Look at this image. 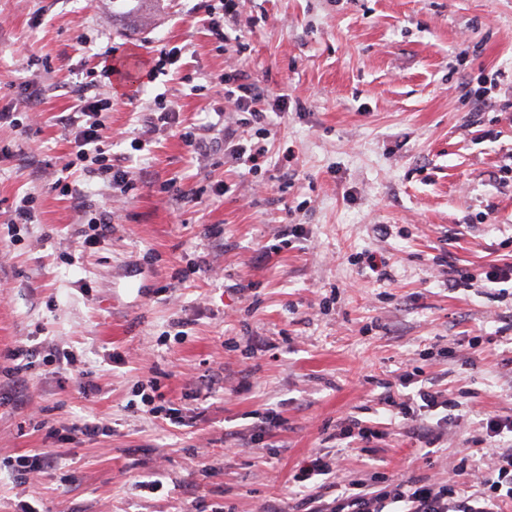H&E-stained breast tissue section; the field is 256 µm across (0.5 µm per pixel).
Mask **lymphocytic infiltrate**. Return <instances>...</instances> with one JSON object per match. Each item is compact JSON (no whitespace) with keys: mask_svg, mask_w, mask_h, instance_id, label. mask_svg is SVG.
Returning <instances> with one entry per match:
<instances>
[{"mask_svg":"<svg viewBox=\"0 0 512 512\" xmlns=\"http://www.w3.org/2000/svg\"><path fill=\"white\" fill-rule=\"evenodd\" d=\"M111 64H104L96 79L80 78V96L68 124L72 130L75 157L69 168H80L85 176L111 182L115 186H129L132 173L108 164L100 142L104 125L101 116L112 108L111 99L99 92L101 79L111 78ZM224 97L232 101L236 110L249 113L253 122L265 120L261 107L263 98L248 83L245 72L223 78ZM488 437L496 439L500 452L494 467L477 479V491L465 494L460 487V476L468 472L466 461H459L444 482L427 478L394 480L379 476L370 484L354 479L334 469L323 457H308L292 475L298 490L315 476L335 479L337 494L332 501L312 500L311 512H512V419L498 416L485 422Z\"/></svg>","mask_w":512,"mask_h":512,"instance_id":"1","label":"lymphocytic infiltrate"}]
</instances>
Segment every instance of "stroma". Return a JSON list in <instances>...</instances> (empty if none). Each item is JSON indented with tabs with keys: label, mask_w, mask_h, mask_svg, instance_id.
<instances>
[{
	"label": "stroma",
	"mask_w": 512,
	"mask_h": 512,
	"mask_svg": "<svg viewBox=\"0 0 512 512\" xmlns=\"http://www.w3.org/2000/svg\"><path fill=\"white\" fill-rule=\"evenodd\" d=\"M205 8L164 0L133 32L112 0H0V108L22 105V81L45 88L25 132L0 126L12 151L0 163V366L16 346L33 352L24 380L0 374V463L59 457L25 485L0 466V512H303L290 476L314 452L356 479L495 461L481 422L512 416V296L487 295L482 279L512 256V0H239L221 41ZM162 48L182 56L159 74ZM105 56L136 59L112 81L102 144L134 169L133 187L75 176L65 195L63 118L78 75ZM233 67L265 98L287 95L270 136L224 111ZM159 100L214 139L210 153L167 133L132 147ZM225 129L267 147L260 170L217 141ZM172 180L182 195L164 192ZM27 194L35 222L3 232ZM114 202L110 231L79 249L91 210ZM199 255L209 272H193ZM452 264L471 285L449 287ZM58 348L77 352L96 392L56 372ZM416 367L463 393L430 445L391 425L380 398L383 381L413 394ZM152 390L181 424L141 412ZM349 416L389 434L347 450L336 424ZM84 420L94 439L48 435ZM151 476L162 492L138 490Z\"/></svg>",
	"instance_id": "35a3bbf8"
}]
</instances>
